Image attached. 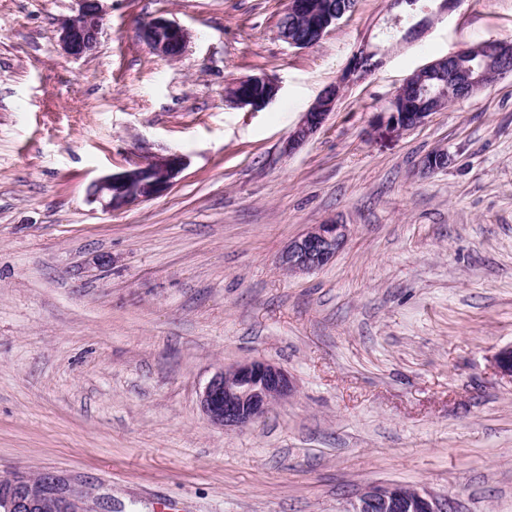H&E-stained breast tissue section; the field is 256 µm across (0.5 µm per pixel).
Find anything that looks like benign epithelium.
<instances>
[{
  "label": "benign epithelium",
  "mask_w": 512,
  "mask_h": 512,
  "mask_svg": "<svg viewBox=\"0 0 512 512\" xmlns=\"http://www.w3.org/2000/svg\"><path fill=\"white\" fill-rule=\"evenodd\" d=\"M77 11L62 20L58 42L63 52L81 58L95 50L108 10L107 0H77ZM336 15L328 12L313 21L315 39H322L336 27ZM141 37L157 55L176 58L183 55L189 34L178 23L165 17L150 19ZM489 58L476 68H469L462 93L470 97L512 72V42L495 40L488 43ZM375 50L363 46L354 55L342 81L325 91L305 113L291 132L284 146L288 153L304 144L325 123L335 110L342 89L360 82L369 75L363 57ZM442 58L421 68L409 77L389 100L381 113L379 125L393 132L417 127L434 112L447 105L446 92L431 91L424 85V73L433 67H444ZM280 87L263 76H251L233 85L227 98L242 108L258 112L276 98ZM186 158L174 152L156 156L147 162L135 163L120 172L95 180L88 189L90 202L105 212L148 201L166 194L174 179L184 169ZM349 234L346 224L335 221L313 224L292 241L279 258L280 266L290 273H306L329 264L342 249ZM494 368L503 377L512 379V345L501 349L493 358ZM293 385L281 368L263 362L246 361L217 371L201 395V408L209 421L221 428L245 427L258 422L272 404L291 395ZM0 509L3 512H86L83 492H63L52 488L50 476L31 478L23 474L0 479ZM353 512H447L428 491L407 489L401 484L375 485L365 488L354 504Z\"/></svg>",
  "instance_id": "7a95c632"
}]
</instances>
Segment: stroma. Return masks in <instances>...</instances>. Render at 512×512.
Masks as SVG:
<instances>
[{
  "instance_id": "obj_1",
  "label": "stroma",
  "mask_w": 512,
  "mask_h": 512,
  "mask_svg": "<svg viewBox=\"0 0 512 512\" xmlns=\"http://www.w3.org/2000/svg\"><path fill=\"white\" fill-rule=\"evenodd\" d=\"M287 0H110L93 54L58 43L76 0H0V478L50 474L95 512H351L368 485L448 512H512V75L401 134L378 114L416 69L512 40V0H459L383 36L357 0L323 39L277 36ZM189 32L169 60L140 28ZM381 64L293 153L290 133L364 44ZM280 90L258 112L239 79ZM445 150V169L421 166ZM180 152L172 189L111 213L96 179ZM336 258L279 265L310 225ZM262 360L294 393L222 429L201 393ZM280 87L263 76H251L233 85L227 91V98L249 111L258 112L276 98ZM348 234V225L336 221L313 224L288 245L279 258V264L289 273H306L322 268L340 252Z\"/></svg>"
}]
</instances>
